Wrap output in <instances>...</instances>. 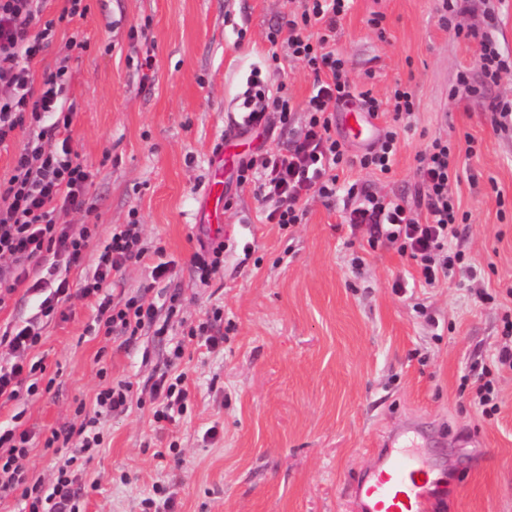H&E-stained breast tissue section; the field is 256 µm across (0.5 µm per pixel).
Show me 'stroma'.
I'll list each match as a JSON object with an SVG mask.
<instances>
[{
    "label": "stroma",
    "mask_w": 512,
    "mask_h": 512,
    "mask_svg": "<svg viewBox=\"0 0 512 512\" xmlns=\"http://www.w3.org/2000/svg\"><path fill=\"white\" fill-rule=\"evenodd\" d=\"M86 2V15L62 26L32 65L38 77L68 65L66 97L76 108L68 134L93 173L92 215L61 220L95 224L94 255L138 211L146 258L123 269L110 295L121 303L145 294L166 332L144 329L129 345L92 335L93 300L72 296L68 319L48 325L37 348L56 383L25 404L33 476L54 478L45 436L76 423L77 405H92L104 381L126 380L128 408L103 418L104 444L78 476L84 512H140L158 486L174 512H357L354 484L375 465L381 437L412 423L446 486L430 512H512V372L497 377L494 415L472 402L483 371L512 345L502 324L512 309V208L497 203L512 205V132L494 130L486 109L490 99L512 100V70L471 94L458 76L477 75L479 43L442 27L436 0H354L336 36L350 80L381 99L395 81L410 82L418 108L390 174L355 168L340 179L406 203L417 152L436 137L459 147L473 138L477 152L461 156L468 177L458 189L469 219L453 244L475 272L422 284L396 247L369 246L343 224L354 204L345 191L328 204L309 198L304 223L288 228L266 221L251 190L229 186L224 262L203 283L190 262L200 198L214 145L239 129L252 71L269 89L285 86L296 104L312 91L301 63L268 58V28L300 0ZM492 6L493 36L512 57V0H469L459 22L482 26ZM374 11L386 16V39L366 24ZM140 26L148 40L133 37ZM76 30L88 42L79 55L67 47ZM149 53L156 67L147 79L140 63ZM159 246L174 276L154 284L148 266ZM397 280L406 290H393ZM169 288L182 294L173 316ZM217 305L224 314L212 333L222 342L188 343L190 408L158 427L152 384L184 329ZM173 442L182 464L166 455Z\"/></svg>",
    "instance_id": "35a3bbf8"
}]
</instances>
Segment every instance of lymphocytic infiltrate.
<instances>
[{"mask_svg":"<svg viewBox=\"0 0 512 512\" xmlns=\"http://www.w3.org/2000/svg\"><path fill=\"white\" fill-rule=\"evenodd\" d=\"M45 0H0V86L10 89L0 99V148L13 139L16 131L37 128L38 133L15 152L9 175L0 177V257L11 259L0 267V307L5 306L19 285H27L40 302L35 314L23 325L0 330V346L8 355L0 363V400L18 402L37 396L46 371L36 349L45 326L66 315L71 299L67 269L82 267L96 227L82 225L72 231L60 223L63 212H89L92 173L73 150L63 129L74 115L63 93L69 80L67 65L44 72L34 82L29 63L54 42L62 23L84 16V0H67L58 17L43 19ZM351 0H303L300 11L289 13L266 34L271 46L285 44L289 58L300 62L313 78V92L303 109V131L283 148L269 149L258 156L241 157L236 166L239 188H252L266 207L269 223L293 226L302 223L305 202L311 196L329 200L338 191L339 170L357 167L372 173L390 174L397 152L398 131L406 126L417 108L414 93L395 86L384 100L371 91L358 90L348 77V61L336 51V33L350 9ZM497 25L488 16L485 26L470 31L480 43L477 59L484 84L497 83L512 68L492 36ZM358 101L372 116H390L392 126L378 146L362 154L350 155L336 133V108ZM243 124L248 129L267 128L271 119L288 125L295 104L285 93L268 94L260 78H251L245 92ZM53 117L51 130L40 127L45 117ZM414 200L402 203L351 185L348 196L360 203L345 218L351 228H366L367 242L395 244L398 253L416 261L421 280L428 285L448 276L455 268H466V252L452 247L461 224L468 220L453 191L461 182L459 154L454 144L442 138L430 140L416 156ZM146 254L142 226L138 218L118 225L109 243L95 258L92 276L80 289L82 297L93 299L96 332L109 337L124 336L133 343L141 332L156 325L158 309L145 296H133L124 303H113L106 289L121 275L126 264L141 262ZM130 384L120 381L100 390L93 415L62 432H52L44 445L62 444V456L51 484H43L30 474L29 452L33 437L15 413L12 425L0 430V497L16 495L24 502V512H80L77 469L100 447L103 435L98 429L101 417L125 409ZM156 422L173 421L175 413L186 411L189 391L184 374H160L153 384Z\"/></svg>","mask_w":512,"mask_h":512,"instance_id":"obj_1","label":"lymphocytic infiltrate"}]
</instances>
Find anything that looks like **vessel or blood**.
Here are the masks:
<instances>
[{"label":"vessel or blood","instance_id":"1","mask_svg":"<svg viewBox=\"0 0 512 512\" xmlns=\"http://www.w3.org/2000/svg\"><path fill=\"white\" fill-rule=\"evenodd\" d=\"M337 122L346 135L368 141L377 127L375 119L357 109L339 113ZM238 151L217 147L214 165L204 197V215L196 232L203 238H224V160L238 158ZM397 435H388L379 462L372 473L355 488L359 512H427L430 495L436 488L431 479L432 467L417 453L397 450Z\"/></svg>","mask_w":512,"mask_h":512}]
</instances>
